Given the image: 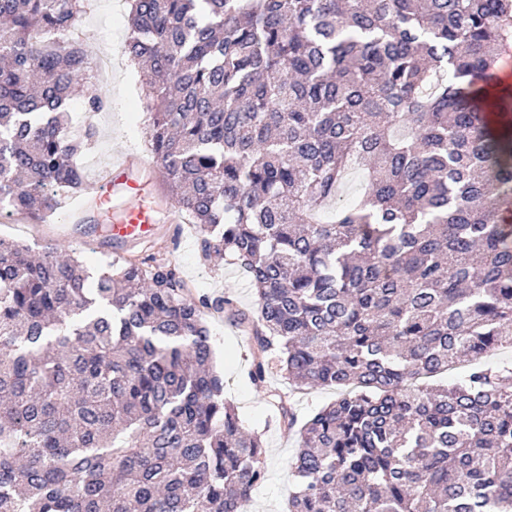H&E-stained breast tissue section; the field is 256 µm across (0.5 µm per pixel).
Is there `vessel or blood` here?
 Wrapping results in <instances>:
<instances>
[{"label":"vessel or blood","mask_w":512,"mask_h":512,"mask_svg":"<svg viewBox=\"0 0 512 512\" xmlns=\"http://www.w3.org/2000/svg\"><path fill=\"white\" fill-rule=\"evenodd\" d=\"M134 166L129 159L115 162L103 180L90 183L89 192L96 200L97 207H105L112 194H122L128 200L122 221L112 227L113 240L133 243L152 239L156 220L152 212L138 204L141 184L133 174Z\"/></svg>","instance_id":"obj_1"}]
</instances>
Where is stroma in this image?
Segmentation results:
<instances>
[{
	"label": "stroma",
	"mask_w": 512,
	"mask_h": 512,
	"mask_svg": "<svg viewBox=\"0 0 512 512\" xmlns=\"http://www.w3.org/2000/svg\"><path fill=\"white\" fill-rule=\"evenodd\" d=\"M84 4L74 36L92 56L98 57L110 50V42L102 37L104 24H111L113 40L120 42L126 38L127 17L123 14L110 17V0H84ZM105 88L109 102L102 111L86 112L80 102L73 106V134H81L89 123L97 130L91 148L83 156L86 174L91 178L101 175L106 166L120 156L139 157L142 161L140 200L155 210L159 220L158 236L151 243L126 244L116 250H103L98 255L88 254L90 267H98L103 259L120 263L133 257L163 256L176 265L193 294L228 296L237 308L254 309L256 292L248 274L223 260L203 262L194 224L170 221L177 206L148 149V121L140 119L134 126L129 120V105L140 100L139 77L134 67L126 64L113 69L112 79ZM106 218L107 214L95 206L91 196L84 194L78 196L76 204L68 205L45 222L29 220L7 209L0 211V237L27 244L37 252L49 243L73 247L77 244L73 231L80 223ZM206 321L211 330L215 366L224 375V398L234 405L243 425L259 432L263 440L266 479L252 492L250 512H286L292 482L290 464L297 451V436L287 426L277 424L273 401L257 392L248 378L253 362V343L248 332L226 311L208 312Z\"/></svg>",
	"instance_id": "stroma-1"
}]
</instances>
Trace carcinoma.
I'll list each match as a JSON object with an SVG mask.
<instances>
[{
    "label": "carcinoma",
    "instance_id": "1",
    "mask_svg": "<svg viewBox=\"0 0 512 512\" xmlns=\"http://www.w3.org/2000/svg\"><path fill=\"white\" fill-rule=\"evenodd\" d=\"M147 138L200 257L92 274L0 239V512H248L261 436L224 400L208 309L296 390L288 512H512V0H127ZM80 0H0V203L85 189L73 101L107 102ZM364 186L340 199L348 171ZM464 356L472 367L440 378ZM269 367H271L270 381L271 383L279 388L281 393L285 396L286 403L292 404L295 414L299 420L304 419L314 409L321 407L336 397L335 391L331 389H318L299 392L293 391L288 384L281 381L279 375H277V368L274 359L269 360Z\"/></svg>",
    "mask_w": 512,
    "mask_h": 512
}]
</instances>
